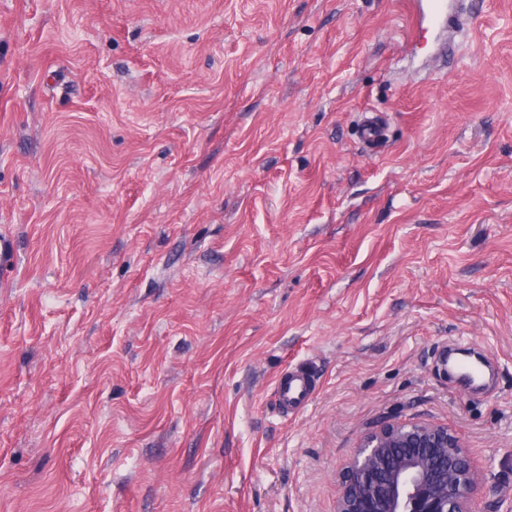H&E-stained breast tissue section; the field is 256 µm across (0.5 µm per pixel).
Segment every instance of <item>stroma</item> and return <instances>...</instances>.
<instances>
[{
    "instance_id": "35a3bbf8",
    "label": "stroma",
    "mask_w": 512,
    "mask_h": 512,
    "mask_svg": "<svg viewBox=\"0 0 512 512\" xmlns=\"http://www.w3.org/2000/svg\"><path fill=\"white\" fill-rule=\"evenodd\" d=\"M409 29L0 0V512H336L383 419L448 425L512 512V0L449 65ZM385 137V124L382 117L373 112L365 113L360 125V139L367 150L376 149ZM277 405L288 412L291 406L303 403L311 394V380L307 375L282 374L275 384Z\"/></svg>"
}]
</instances>
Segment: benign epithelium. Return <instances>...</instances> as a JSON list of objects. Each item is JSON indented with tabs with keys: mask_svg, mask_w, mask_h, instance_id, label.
I'll return each instance as SVG.
<instances>
[{
	"mask_svg": "<svg viewBox=\"0 0 512 512\" xmlns=\"http://www.w3.org/2000/svg\"><path fill=\"white\" fill-rule=\"evenodd\" d=\"M480 481L448 427L384 420L362 434L336 512H476L471 494Z\"/></svg>",
	"mask_w": 512,
	"mask_h": 512,
	"instance_id": "7a95c632",
	"label": "benign epithelium"
}]
</instances>
